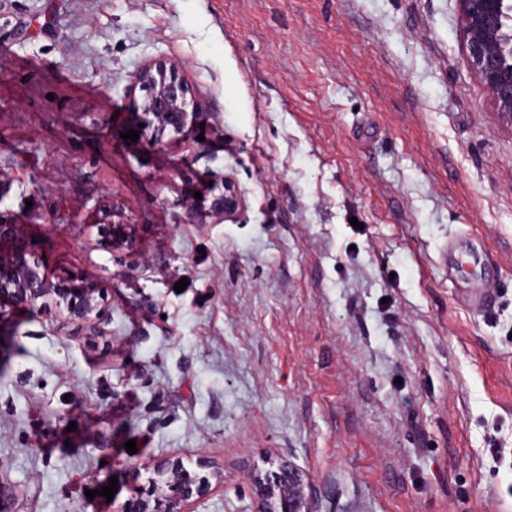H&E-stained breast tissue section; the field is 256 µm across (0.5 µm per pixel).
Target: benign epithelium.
<instances>
[{
  "instance_id": "obj_1",
  "label": "benign epithelium",
  "mask_w": 512,
  "mask_h": 512,
  "mask_svg": "<svg viewBox=\"0 0 512 512\" xmlns=\"http://www.w3.org/2000/svg\"><path fill=\"white\" fill-rule=\"evenodd\" d=\"M460 29L467 61L484 90L493 111L512 123V0H456ZM134 86L144 95L133 102L142 130L150 131L154 142H162L165 133L181 132L196 111H188L193 100V86L175 68L147 62L134 78ZM216 191L209 212L188 211L189 219L205 223L209 217L222 218L242 203V199L223 182ZM115 203L103 204L105 221L90 224V244L108 252L131 249L134 227L115 223ZM9 244L0 252V298L6 297L17 306L52 313L60 309L75 329L88 336H104L108 322L103 319L94 296V288L85 282L52 284L31 242L20 235L17 225L0 220V243ZM157 474L170 479L161 497L137 495L116 512H192L190 506L210 497V482L189 471L180 458L165 457L153 465ZM256 485L253 512H318L315 497L305 472L291 462L280 463L277 470L254 479ZM17 491L0 476V512H17Z\"/></svg>"
}]
</instances>
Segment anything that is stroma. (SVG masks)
Listing matches in <instances>:
<instances>
[{
    "instance_id": "35a3bbf8",
    "label": "stroma",
    "mask_w": 512,
    "mask_h": 512,
    "mask_svg": "<svg viewBox=\"0 0 512 512\" xmlns=\"http://www.w3.org/2000/svg\"><path fill=\"white\" fill-rule=\"evenodd\" d=\"M458 29L456 0H0V214L110 330L0 320L19 512H115L170 456L224 476L195 512H252L283 460L318 512H512V126ZM149 61L199 104L159 145L122 137ZM221 177L242 206L188 222ZM110 198L133 250L89 243Z\"/></svg>"
}]
</instances>
